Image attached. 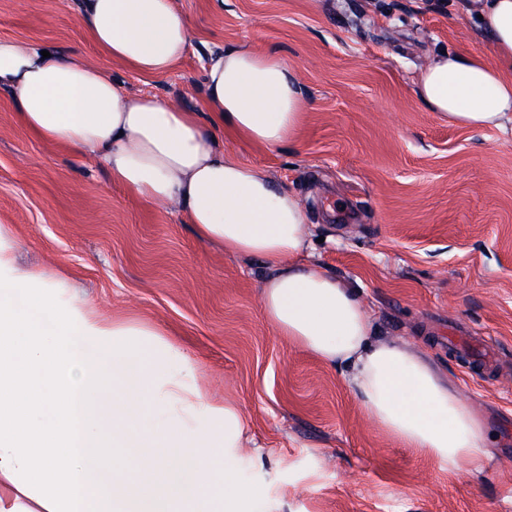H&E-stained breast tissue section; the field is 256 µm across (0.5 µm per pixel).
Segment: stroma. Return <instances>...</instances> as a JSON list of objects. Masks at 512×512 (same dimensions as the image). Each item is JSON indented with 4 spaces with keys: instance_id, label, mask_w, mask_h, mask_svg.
Here are the masks:
<instances>
[{
    "instance_id": "obj_1",
    "label": "stroma",
    "mask_w": 512,
    "mask_h": 512,
    "mask_svg": "<svg viewBox=\"0 0 512 512\" xmlns=\"http://www.w3.org/2000/svg\"><path fill=\"white\" fill-rule=\"evenodd\" d=\"M194 37L161 77L106 57L78 0H0V39L100 66L136 96L202 105L210 51L274 53L305 108L267 147L224 150L301 200L313 260L357 289L382 334L423 348L485 419L482 471L451 472L386 435L343 375L266 320L267 260L200 242L84 155L26 131L0 90V226L19 263L64 280L109 319L158 328L219 402L238 405L251 448L230 459L259 488L244 512H512V133L449 124L415 94L446 50L490 56L480 0H174Z\"/></svg>"
}]
</instances>
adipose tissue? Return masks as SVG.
Segmentation results:
<instances>
[{
	"instance_id": "1",
	"label": "adipose tissue",
	"mask_w": 512,
	"mask_h": 512,
	"mask_svg": "<svg viewBox=\"0 0 512 512\" xmlns=\"http://www.w3.org/2000/svg\"><path fill=\"white\" fill-rule=\"evenodd\" d=\"M481 26L493 60L440 53L416 82L423 106L474 130L512 125V0H483ZM80 18L109 58L164 75L193 39L174 0H80ZM16 101L24 128L100 161L113 181L148 204L184 213L196 236L233 257L275 267L260 290L276 331L340 370L375 425L449 470L482 469L490 455L480 414L431 361L381 335L355 289L307 262L310 231L299 199L271 176L225 154L223 130L268 147L289 141L305 103L297 72L279 56L241 47L211 54L202 109L123 93L102 69L76 55L23 40H0V89ZM29 292L36 317L9 301ZM58 332L46 350L42 338ZM155 329L111 320L61 299L56 283L18 267L0 232V512H240L255 489L224 466L246 440L235 406L212 404L183 374L162 375ZM111 387L112 402L100 395ZM56 411L54 433L39 421ZM155 414L164 434L136 429L133 409ZM146 449L124 464L106 446L127 438ZM157 470L162 480L140 482Z\"/></svg>"
}]
</instances>
